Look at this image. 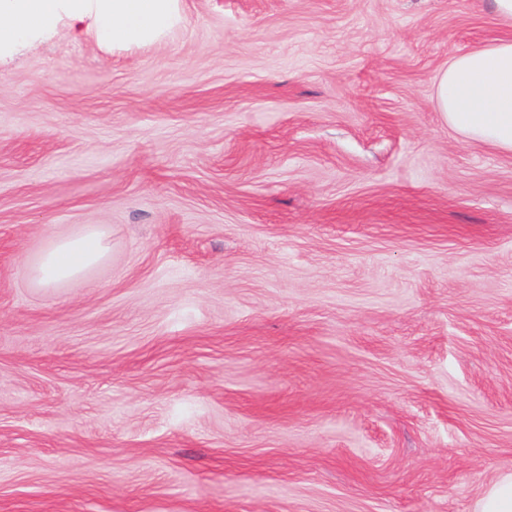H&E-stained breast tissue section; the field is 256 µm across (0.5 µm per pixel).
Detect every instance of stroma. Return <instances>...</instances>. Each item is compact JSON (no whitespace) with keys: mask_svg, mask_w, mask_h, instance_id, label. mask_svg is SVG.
<instances>
[{"mask_svg":"<svg viewBox=\"0 0 512 512\" xmlns=\"http://www.w3.org/2000/svg\"><path fill=\"white\" fill-rule=\"evenodd\" d=\"M0 55V512H472L512 472V156L436 79L490 0H179ZM97 225L108 258L30 267ZM106 233L90 227L84 233L52 241L42 257L32 265L31 275L43 287L84 276L108 255Z\"/></svg>","mask_w":512,"mask_h":512,"instance_id":"stroma-1","label":"stroma"}]
</instances>
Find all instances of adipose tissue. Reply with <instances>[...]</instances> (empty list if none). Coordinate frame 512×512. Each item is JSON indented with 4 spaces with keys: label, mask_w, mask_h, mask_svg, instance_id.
<instances>
[{
    "label": "adipose tissue",
    "mask_w": 512,
    "mask_h": 512,
    "mask_svg": "<svg viewBox=\"0 0 512 512\" xmlns=\"http://www.w3.org/2000/svg\"><path fill=\"white\" fill-rule=\"evenodd\" d=\"M177 0H0V48L51 28L60 15L93 18L101 42L115 47L160 36L177 19ZM436 103L449 125L465 136L512 155V39L449 60L437 77ZM106 233L96 227L50 243L32 265L43 287L84 276L108 255Z\"/></svg>",
    "instance_id": "obj_1"
}]
</instances>
